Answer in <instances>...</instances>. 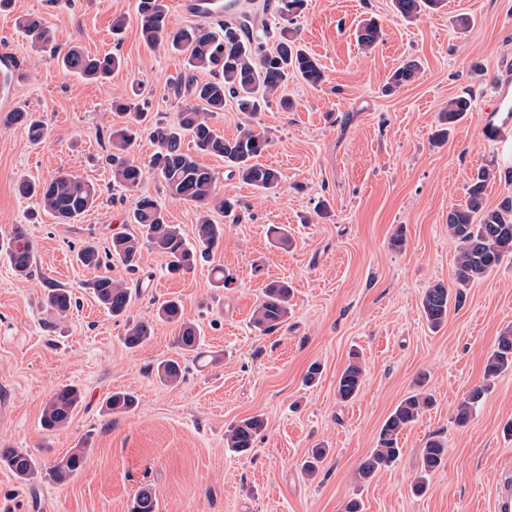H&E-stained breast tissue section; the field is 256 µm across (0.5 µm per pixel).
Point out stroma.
I'll return each instance as SVG.
<instances>
[{
    "label": "stroma",
    "instance_id": "stroma-1",
    "mask_svg": "<svg viewBox=\"0 0 512 512\" xmlns=\"http://www.w3.org/2000/svg\"><path fill=\"white\" fill-rule=\"evenodd\" d=\"M30 15L53 32L56 52L21 29ZM118 16L125 28L116 37ZM462 17L468 28L458 27ZM366 18L384 33L368 52L353 35ZM296 26L323 66V82H289L288 111L273 103L249 121L229 103L211 118L228 139L248 121L266 132L272 144L262 161L283 173L282 188L264 192L230 176L222 159L197 155L218 176L216 194L236 204L232 216L211 214L224 238L209 261L171 275L166 257L146 248L137 271L117 260L107 269L132 290L130 318H151L156 302L177 298L184 321L200 327L212 363L189 362L184 380L168 386L153 368L177 355L175 326L157 324L143 347L126 348L123 322L95 300L93 273L76 253L85 241L104 248L113 233L132 230L140 194L155 197L167 221L194 241V205L170 197L150 172L137 190L125 189L106 160L119 121L113 97L140 88L150 119L174 122L185 100L167 86L184 78L183 60L144 43L137 0H12L0 11V53L17 65L14 106L49 130L47 142L34 145L23 127L2 121L0 105V448L21 449L42 465L25 480L0 467V512H130L144 487L159 512H343L352 499L362 512H495L498 475L512 468V435L504 431L512 422V370L491 382L466 425L455 414L482 382L495 340L512 328V257L462 287L461 303L439 329L429 327L420 300L434 283L457 285L448 213L465 203L471 176L490 172L485 208L512 195V162L478 133L494 75L512 67V0H446L413 22L393 0H307ZM75 45L117 54L122 64L104 83L63 75L56 55ZM409 58L420 72L385 94L388 77ZM457 97L471 107L446 141H435L438 114ZM60 171L99 190L94 208L73 224L18 191L22 181ZM19 225L36 252L26 279L8 258ZM273 226L287 228L290 248L277 247ZM215 266L233 276L231 287H216ZM274 280L293 287L292 312L263 334L250 317ZM54 285L73 295L62 319L44 305ZM355 352L364 377L357 396L343 402L336 379ZM314 363L321 375L305 383ZM422 375L433 406L403 432L395 463L360 481L357 468L381 425ZM65 385L78 387L83 400L65 427L44 429L42 410ZM115 391L133 393L136 407L108 413ZM252 415L265 421L253 449L228 452L227 427ZM432 438L444 442L446 461L417 495L411 486ZM318 444L329 453L309 477L301 463ZM78 447L87 451L83 469L68 483L52 482L46 466Z\"/></svg>",
    "mask_w": 512,
    "mask_h": 512
}]
</instances>
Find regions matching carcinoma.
<instances>
[{"instance_id":"1","label":"carcinoma","mask_w":512,"mask_h":512,"mask_svg":"<svg viewBox=\"0 0 512 512\" xmlns=\"http://www.w3.org/2000/svg\"><path fill=\"white\" fill-rule=\"evenodd\" d=\"M442 0H394L401 17L413 20L426 10L438 8ZM305 0H280L278 16L288 14L291 19L280 26L276 46L268 48L265 29L246 22V14L234 22L218 24L220 31L205 25H187L179 28L169 26L167 10L162 0H137L140 15L141 37L149 45L165 43L174 52L185 55V66L190 71H207L211 79L196 81L192 78L177 83L171 92L180 97L188 96L173 124L158 121L149 127V134L157 145L148 168L159 174L164 189L175 199L193 203L202 208V216L196 224L195 243L183 237L178 227L167 222L165 214L154 198L143 196L136 200L131 221L136 224L133 232L112 234L110 247L102 251L93 242L86 243L77 253L80 264L94 271L107 267L112 259L119 260L130 271L138 268L142 249L150 248L168 258L172 273L192 271L197 261L224 238V225L214 224L208 211L216 208L226 214L233 206L217 197L216 173L201 166L193 155L183 151L185 137L189 136L196 151L224 160L231 175L260 190L275 191L281 187L282 174L275 168L260 162V158L271 144L268 136L245 126L239 134L228 140L217 132L209 122V116L224 111L226 99L236 100L238 110L254 115L269 105L288 78L295 76L306 84L317 87L324 73L319 61L304 49L296 38L294 18L304 8ZM22 24L34 42L50 46L53 37L49 28L37 17H26ZM379 23L369 19L357 29V42L365 50L372 49L382 38ZM121 60L116 55L91 56L80 47L67 50L60 61L63 71L93 80H105ZM418 71V64L409 61L397 68L389 78V87H400L411 81ZM470 102L458 97L448 102V108L439 113L436 137L445 139L449 129L469 110ZM112 109L120 116L128 117L124 124L112 129L109 140L112 152L107 160L112 165L116 182L128 189L136 188L145 175V168L128 162L127 153L138 135L139 124L146 117L140 102L133 99L116 98ZM7 122L27 129L29 138L35 143L47 139L43 123L29 112L17 110L9 113ZM490 174L486 169L478 170L468 187L466 206L448 213V235L458 243L456 264L459 284L465 285L489 272L504 256H512V197L505 198L497 207L486 209L482 196ZM19 192L40 198L45 210L64 224H73L87 213L99 198L98 189L91 183L68 172H59L46 183H20ZM10 262L20 276L31 273L34 265L33 244L23 228L13 231ZM97 302L114 318L124 317L132 301L125 284L108 275H97L90 282ZM460 292L438 282L422 292L421 307L428 324L440 327L448 317L450 304L459 300ZM292 288L284 281H272L262 288V299L252 313L254 327L268 334L288 320ZM46 306L58 316L64 317L71 310L73 296L66 288H50L45 295ZM182 305L178 299L160 303L156 320L179 327L175 336L176 346L194 359L201 358L199 345L202 336L198 328L181 322ZM154 320V321H156ZM154 321L146 319L126 320L124 344L137 349L154 335ZM512 369V329L504 330L496 339L484 367L487 383L473 387L457 407L455 421L467 424L489 387V381L502 372ZM185 368L178 359H167L156 367L160 382L171 385L184 378ZM363 377V368L351 361L336 380V394L340 401L348 402L358 393ZM418 389L403 398L383 422L376 447L359 464L357 474L363 481L370 479L381 469L393 464L400 454L399 435L415 424L422 414L433 405L432 396L424 391L420 380ZM81 401L78 389L64 386L58 389L47 402L41 416L47 429L65 425ZM135 403V396L128 392H114L106 408L112 413H123ZM264 427L259 415L244 418L231 425L224 433L225 447L237 454H244L254 447L257 435ZM86 451L75 448L47 468L49 477L58 484L73 478L85 463ZM327 449L316 447L302 463L303 471L311 475L326 459ZM446 448L443 442L431 439L422 451L421 470L412 486L416 495L428 490L429 475L445 464ZM10 470L16 477L26 479L37 471V462L31 455L16 448H0V467ZM157 500L148 490L135 497L132 512H157Z\"/></svg>"}]
</instances>
